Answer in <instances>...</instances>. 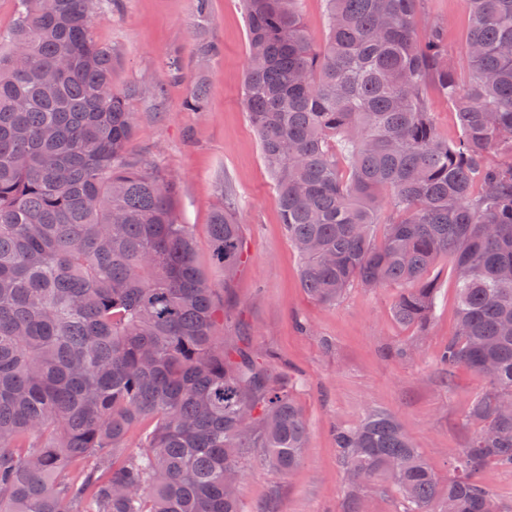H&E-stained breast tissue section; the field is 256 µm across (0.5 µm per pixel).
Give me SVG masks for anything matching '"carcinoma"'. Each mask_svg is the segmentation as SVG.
Wrapping results in <instances>:
<instances>
[{
	"mask_svg": "<svg viewBox=\"0 0 512 512\" xmlns=\"http://www.w3.org/2000/svg\"><path fill=\"white\" fill-rule=\"evenodd\" d=\"M297 2L245 0L244 103L301 287L330 304L391 285L395 318L422 326L448 255L458 328L440 361L487 382L448 485L371 413L336 429L349 486L384 480L403 512H495L476 474L512 466V0H468L464 79L444 28L418 36L424 0H325L320 47ZM95 7L17 0L0 34V512H242L244 463L292 471L307 421L289 383L224 344L174 182L127 159L133 113ZM431 87L457 116L451 142ZM209 235L227 283L241 225L219 208ZM428 98L437 131L449 141L454 140L459 134L456 114L448 108L447 102L434 94L432 89L428 91Z\"/></svg>",
	"mask_w": 512,
	"mask_h": 512,
	"instance_id": "obj_1",
	"label": "carcinoma"
}]
</instances>
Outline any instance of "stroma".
<instances>
[{"mask_svg":"<svg viewBox=\"0 0 512 512\" xmlns=\"http://www.w3.org/2000/svg\"><path fill=\"white\" fill-rule=\"evenodd\" d=\"M468 0H425L419 35L445 27L448 50L465 59ZM96 41L112 51V85L125 92L135 115L131 161L174 176L180 222L191 225L201 267L227 283L224 342L267 356L287 374L308 424L301 464L280 474L257 461L245 465L244 512H402L400 500L379 482L347 488L335 430L371 411L394 416L440 481L452 453L477 430L468 417L483 378L439 356L456 332V273L447 256L429 271L438 284L436 309L424 328L401 324L393 306L398 290L350 288L323 304L300 285V261L281 222L272 175L243 100L247 71V15L243 0H210L200 21L194 0H99ZM218 46L199 52L200 42ZM206 90L205 111L188 101ZM230 205L242 227L245 261L232 282L210 262L208 224Z\"/></svg>","mask_w":512,"mask_h":512,"instance_id":"1","label":"stroma"}]
</instances>
